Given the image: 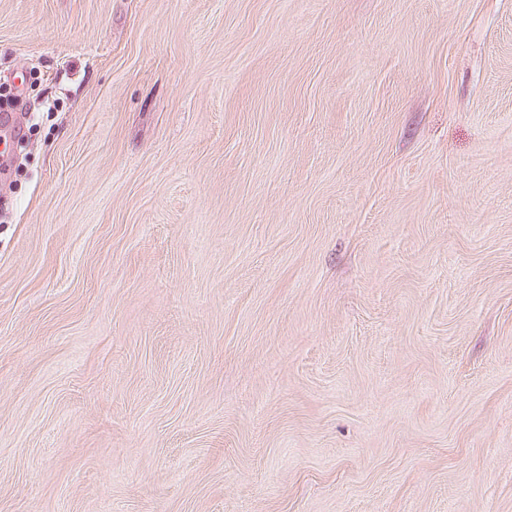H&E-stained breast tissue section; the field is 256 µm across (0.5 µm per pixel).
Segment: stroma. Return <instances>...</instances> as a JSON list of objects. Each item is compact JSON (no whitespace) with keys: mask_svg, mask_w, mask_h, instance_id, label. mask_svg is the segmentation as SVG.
<instances>
[{"mask_svg":"<svg viewBox=\"0 0 512 512\" xmlns=\"http://www.w3.org/2000/svg\"><path fill=\"white\" fill-rule=\"evenodd\" d=\"M0 512H512V0H0Z\"/></svg>","mask_w":512,"mask_h":512,"instance_id":"stroma-1","label":"stroma"}]
</instances>
